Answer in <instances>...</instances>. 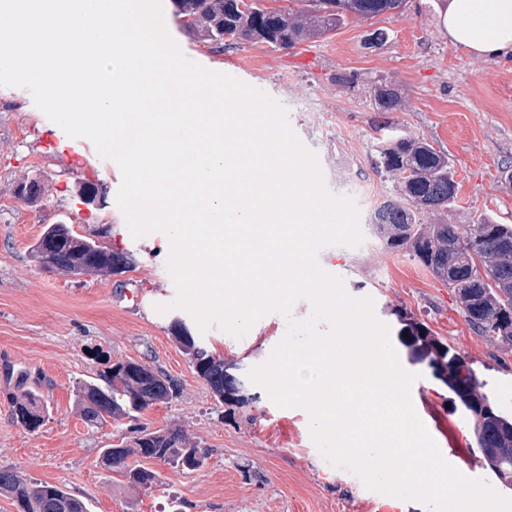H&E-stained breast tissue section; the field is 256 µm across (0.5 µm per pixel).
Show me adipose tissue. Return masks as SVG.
I'll list each match as a JSON object with an SVG mask.
<instances>
[{"label":"adipose tissue","instance_id":"ef3b65f1","mask_svg":"<svg viewBox=\"0 0 512 512\" xmlns=\"http://www.w3.org/2000/svg\"><path fill=\"white\" fill-rule=\"evenodd\" d=\"M440 23L452 45L482 57H512V0H448Z\"/></svg>","mask_w":512,"mask_h":512}]
</instances>
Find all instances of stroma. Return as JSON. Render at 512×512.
<instances>
[{
  "mask_svg": "<svg viewBox=\"0 0 512 512\" xmlns=\"http://www.w3.org/2000/svg\"><path fill=\"white\" fill-rule=\"evenodd\" d=\"M162 5L166 29L188 59L216 72L234 69L286 108L327 189L353 200L361 224L395 192L393 178L374 164L377 143L391 130L426 138L448 155L458 186L452 222L488 215L512 224V187L503 179L512 170V62L452 46L440 25L446 0H406L401 12L348 19L291 49L244 44L221 52L188 31L175 0ZM382 81L398 89L401 111L376 110ZM32 178L42 192L28 202L16 189ZM121 182L116 162L90 140L68 136L28 89L0 87V361L12 370L0 377V466L64 488L90 512H432L367 489L320 451L304 408L277 407L264 387L248 382L286 334L281 314L262 316L236 338L215 326L200 330L186 311L158 312L176 295L170 242L160 231L132 235L116 201ZM49 224L128 252L130 268L78 277L44 271L31 246ZM317 259L350 296L372 298L391 332L400 328L401 310L445 337L472 362L494 402L512 409V351L489 347L470 329L446 283L368 236L354 247L324 246ZM176 320L238 364L254 397L250 407L214 397L173 338ZM395 351L417 376L411 401L443 458L466 477L487 479L469 421L450 408L448 389L411 363L403 346ZM128 359L171 375L180 388L170 402L146 410L142 423L178 426L209 452L195 471L158 465L161 482L146 490L101 463L102 449L131 441L129 422L91 427L76 407L78 381ZM26 389L50 408L36 432L11 414V396Z\"/></svg>",
  "mask_w": 512,
  "mask_h": 512,
  "instance_id": "35a3bbf8",
  "label": "stroma"
}]
</instances>
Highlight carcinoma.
Listing matches in <instances>:
<instances>
[{
    "label": "carcinoma",
    "mask_w": 512,
    "mask_h": 512,
    "mask_svg": "<svg viewBox=\"0 0 512 512\" xmlns=\"http://www.w3.org/2000/svg\"><path fill=\"white\" fill-rule=\"evenodd\" d=\"M336 10L323 9L321 0H302V7H285L275 13L253 0L242 10L240 0H177L178 12L191 31L224 50V36L240 44L265 43L274 48H293L310 39L330 34L350 17L371 19L401 10L405 0H334ZM379 112H396L402 96L382 82L375 90ZM377 164L396 183L393 198L373 212L370 233L390 251L404 252L452 288L469 327L487 344L512 350V224H499L482 216L472 224L433 222L449 212L457 197V183L448 155L424 138L395 133L380 140ZM43 266L60 273L111 271L120 261L132 264L130 255L114 251L94 240L75 236L65 224L44 229L33 248ZM397 338L410 362L426 365L435 380L453 394L451 403L472 423L480 465L506 489H512V411L496 406L466 357L423 323L398 315ZM174 339L187 354L214 397L237 408L253 398L234 373L236 366L224 361L192 336L180 320L171 325ZM77 407L91 426L108 420H137L158 403L179 394L177 381L151 366L134 360L118 361L90 379L77 384ZM49 414L47 403L33 390L12 399V416L30 432L37 431ZM107 468L121 474L136 488L148 489L159 482L151 468L157 461L188 471L202 467L208 452L187 441L175 426L150 428L141 425L130 444L101 451ZM0 495L11 500L18 512H89L87 504L64 488L31 481L12 467H0Z\"/></svg>",
    "instance_id": "1"
}]
</instances>
